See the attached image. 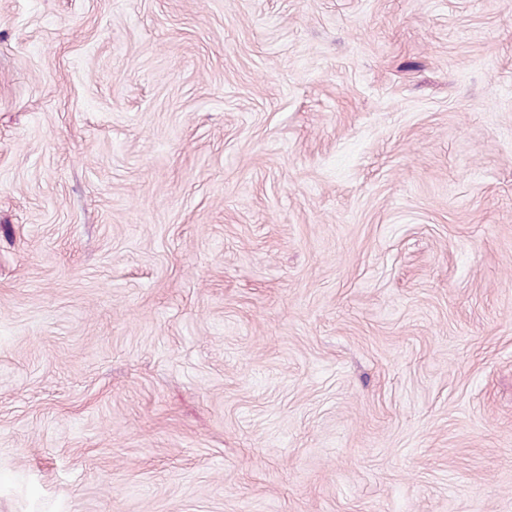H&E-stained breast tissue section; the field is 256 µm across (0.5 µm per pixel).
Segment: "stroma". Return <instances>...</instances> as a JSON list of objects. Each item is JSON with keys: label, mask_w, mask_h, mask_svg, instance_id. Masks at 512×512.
<instances>
[{"label": "stroma", "mask_w": 512, "mask_h": 512, "mask_svg": "<svg viewBox=\"0 0 512 512\" xmlns=\"http://www.w3.org/2000/svg\"><path fill=\"white\" fill-rule=\"evenodd\" d=\"M0 512H512V0H0Z\"/></svg>", "instance_id": "stroma-1"}]
</instances>
